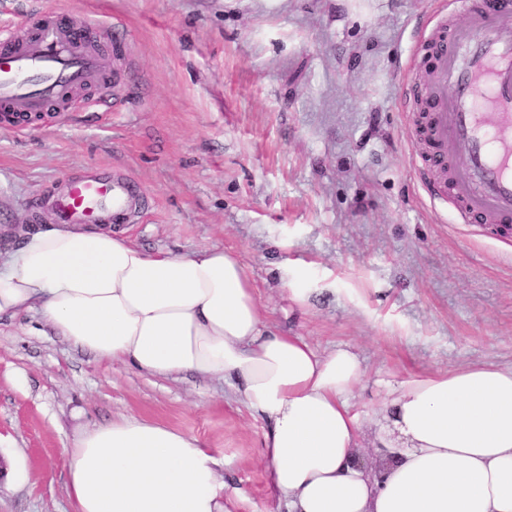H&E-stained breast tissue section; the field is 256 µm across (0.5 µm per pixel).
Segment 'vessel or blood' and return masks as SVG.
<instances>
[{"instance_id":"b4317fda","label":"vessel or blood","mask_w":512,"mask_h":512,"mask_svg":"<svg viewBox=\"0 0 512 512\" xmlns=\"http://www.w3.org/2000/svg\"><path fill=\"white\" fill-rule=\"evenodd\" d=\"M471 22L461 28L438 16L418 46L427 60L424 83L404 84L424 114L428 151L419 171L449 170L434 185L453 195L461 213L490 227L512 226V0H466ZM96 25L66 27L53 11L33 14L0 39V125L13 119L75 112L80 93L109 105L126 71L106 69ZM143 198L130 180L92 172L70 181L52 201L51 223L130 222Z\"/></svg>"}]
</instances>
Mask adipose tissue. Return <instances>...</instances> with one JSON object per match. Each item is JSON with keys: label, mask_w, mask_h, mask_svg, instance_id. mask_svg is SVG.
I'll use <instances>...</instances> for the list:
<instances>
[{"label": "adipose tissue", "mask_w": 512, "mask_h": 512, "mask_svg": "<svg viewBox=\"0 0 512 512\" xmlns=\"http://www.w3.org/2000/svg\"><path fill=\"white\" fill-rule=\"evenodd\" d=\"M36 314L101 362L234 387L270 423L268 482L287 512H512V367L475 364L402 382L362 458L350 399L360 357L269 328L238 257L219 246L151 254L111 225H43L0 255V317ZM72 512H228L203 440L123 416L63 452Z\"/></svg>", "instance_id": "1"}]
</instances>
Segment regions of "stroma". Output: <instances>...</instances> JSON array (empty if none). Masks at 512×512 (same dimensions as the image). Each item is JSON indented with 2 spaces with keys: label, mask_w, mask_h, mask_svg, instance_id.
I'll list each match as a JSON object with an SVG mask.
<instances>
[{
  "label": "stroma",
  "mask_w": 512,
  "mask_h": 512,
  "mask_svg": "<svg viewBox=\"0 0 512 512\" xmlns=\"http://www.w3.org/2000/svg\"><path fill=\"white\" fill-rule=\"evenodd\" d=\"M439 5L467 25L461 0H0V31L45 8L79 29L103 24L106 49L117 26L125 51L106 61L129 74L110 111L58 113L49 133L0 129V232L31 223L65 181L112 168L147 198L125 227L135 244L231 250L268 326L357 352L361 418L402 381L512 366V238L429 195L413 168L418 124L397 108ZM122 416L204 439L239 492L234 512H278L269 424L232 386L148 377L36 316L0 320V455L23 473L0 484V512H72L61 449Z\"/></svg>",
  "instance_id": "1"
}]
</instances>
